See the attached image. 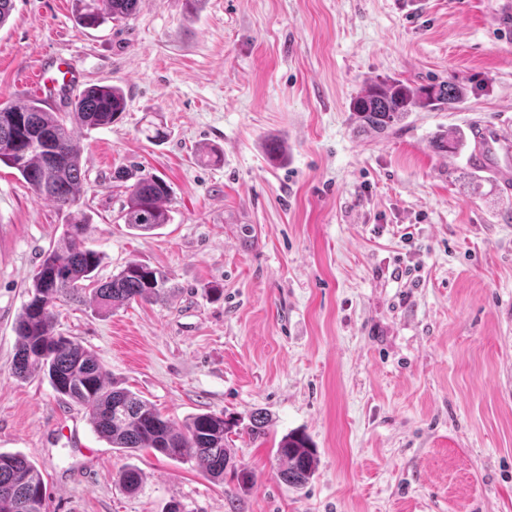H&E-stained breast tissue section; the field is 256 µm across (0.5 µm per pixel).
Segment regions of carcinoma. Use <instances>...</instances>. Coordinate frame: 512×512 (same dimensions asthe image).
<instances>
[{"mask_svg": "<svg viewBox=\"0 0 512 512\" xmlns=\"http://www.w3.org/2000/svg\"><path fill=\"white\" fill-rule=\"evenodd\" d=\"M77 21L83 28L109 20L125 22L139 0H77ZM463 88L448 81L412 87L392 79L371 83L354 98L351 110L356 127L382 133L399 125L417 108L459 102ZM67 110L52 112L33 97L24 103L0 102V163L15 169L34 194L66 213L65 230L48 250L26 288L27 301L14 325L16 349L11 373L20 380L48 379L53 390L84 408L99 437L128 455L150 449L173 460H197L213 480L234 472L238 488L251 486V473L239 468L226 446L236 422L215 413L188 417L182 425L164 417L152 404L107 381L98 359L78 342L55 334L57 303H88L98 313L140 300L158 303L168 292L167 274L130 263L108 281L97 279L100 252L85 245L90 222L78 208L87 181L76 131L112 125L126 111L124 91L116 85H93L66 99ZM467 144L465 133L448 130L433 141L439 152L456 154ZM127 201L120 219L142 235L170 223L171 187L155 175H142L126 187ZM276 457L280 476L292 487L305 485L316 468L315 449L305 437L285 435ZM123 488L135 492L143 472L127 467L120 476ZM46 487L36 465L21 453L0 452V512H45Z\"/></svg>", "mask_w": 512, "mask_h": 512, "instance_id": "carcinoma-1", "label": "carcinoma"}]
</instances>
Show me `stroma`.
I'll use <instances>...</instances> for the list:
<instances>
[{
  "label": "stroma",
  "instance_id": "stroma-1",
  "mask_svg": "<svg viewBox=\"0 0 512 512\" xmlns=\"http://www.w3.org/2000/svg\"><path fill=\"white\" fill-rule=\"evenodd\" d=\"M76 16L75 0H14L0 100L34 95L31 73L57 56L74 91L124 89L117 121L77 135L87 245L101 280L136 261L172 292L108 315L63 304L55 330L175 422L238 419L228 446L254 483L118 452L47 380L12 375L25 289L65 215L0 164V452L35 463L45 512H512V189L471 148L430 146L484 122L512 136V0H140L123 23ZM376 78L465 95L364 135L350 106ZM151 121L167 139L146 138ZM206 146L220 159L201 161ZM121 168L170 185V224H123ZM290 432L317 450L298 489L275 457ZM130 465L134 494L118 483ZM466 144V134L456 129H449L448 133L442 134L433 141V146L437 151L448 154H456L462 151Z\"/></svg>",
  "mask_w": 512,
  "mask_h": 512
}]
</instances>
